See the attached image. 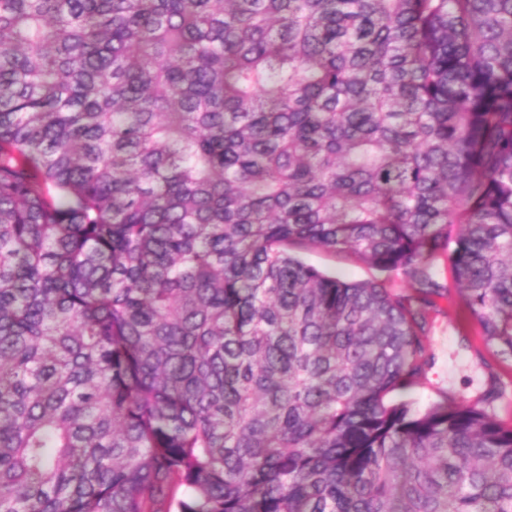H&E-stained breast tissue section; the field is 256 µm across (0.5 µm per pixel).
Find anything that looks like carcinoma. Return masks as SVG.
<instances>
[{"label": "carcinoma", "mask_w": 512, "mask_h": 512, "mask_svg": "<svg viewBox=\"0 0 512 512\" xmlns=\"http://www.w3.org/2000/svg\"><path fill=\"white\" fill-rule=\"evenodd\" d=\"M441 255L512 360V0H0V512H512ZM303 258L310 264L334 272L348 280L364 281L383 278L379 271L366 263L350 262L338 256L335 257L324 250L313 249L307 251L303 254ZM438 281L446 288L447 298H437V307L428 313L426 341L432 354V366L422 384L403 395L418 406H426L448 394L456 401L476 402L489 388L484 363L501 373V380L510 388L512 361L501 363L488 352L476 326L459 302L458 291L448 261L434 263Z\"/></svg>", "instance_id": "cac0c4a2"}]
</instances>
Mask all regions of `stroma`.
Segmentation results:
<instances>
[{
	"label": "stroma",
	"instance_id": "35a3bbf8",
	"mask_svg": "<svg viewBox=\"0 0 512 512\" xmlns=\"http://www.w3.org/2000/svg\"><path fill=\"white\" fill-rule=\"evenodd\" d=\"M304 259L352 281L380 276L379 271L368 264L350 262L320 249L305 252ZM434 271L447 295L438 299L436 308L428 313L426 341L432 365L422 384L408 391L406 397L421 407L440 400L445 394L473 403L480 400L489 387L487 365H497L502 381L507 383L512 381V361L497 363L484 348L476 326L459 301L447 260L438 259Z\"/></svg>",
	"mask_w": 512,
	"mask_h": 512
}]
</instances>
